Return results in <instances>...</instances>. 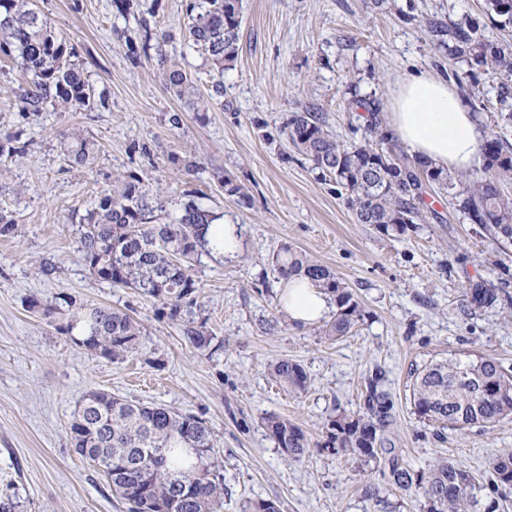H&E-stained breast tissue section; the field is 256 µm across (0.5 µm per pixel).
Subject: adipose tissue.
<instances>
[{
	"instance_id": "ef3b65f1",
	"label": "adipose tissue",
	"mask_w": 512,
	"mask_h": 512,
	"mask_svg": "<svg viewBox=\"0 0 512 512\" xmlns=\"http://www.w3.org/2000/svg\"><path fill=\"white\" fill-rule=\"evenodd\" d=\"M383 128L433 167L468 171L482 163L484 137L473 113L446 79L432 73H414L397 85ZM280 301L303 325L321 320L327 311L326 293L303 277L289 281Z\"/></svg>"
}]
</instances>
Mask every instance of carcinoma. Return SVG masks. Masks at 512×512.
Returning <instances> with one entry per match:
<instances>
[{
  "instance_id": "obj_1",
  "label": "carcinoma",
  "mask_w": 512,
  "mask_h": 512,
  "mask_svg": "<svg viewBox=\"0 0 512 512\" xmlns=\"http://www.w3.org/2000/svg\"><path fill=\"white\" fill-rule=\"evenodd\" d=\"M243 0H204L191 16L189 37L210 59L218 76L237 56ZM438 48L448 57L500 71L512 77V44L487 38L469 17L448 25L432 23ZM448 39H443V36ZM0 55L21 61L27 88L16 96L15 106L26 120L48 111H92L106 107V95L95 93L86 62L76 46L57 33L33 0H0ZM166 91L206 119L211 100L224 95L223 81L212 85L209 99L200 97L187 71L176 62L163 68ZM356 108L367 112L374 139L347 146L329 130L326 116L315 107H302L287 122L289 142L312 163L322 178L336 184L354 212L355 221L369 224L385 235H402L420 218L418 203L425 184L453 186L451 177L426 161L414 166L396 160L384 148L389 138L382 131L378 100L359 98ZM67 164L92 165L98 154L94 139L73 131L63 135ZM28 142L19 134L0 138V158L26 154ZM485 176L460 192V207L470 223L504 252L512 245V200L503 196L501 182L512 179V144L490 133L484 142ZM165 202L136 174L119 180L116 189L102 194L78 224V252L89 271L113 286L134 288L162 299L166 316L180 323L186 343L204 350L215 336L207 320H182L181 305L194 300L199 284L189 272L190 263H202L212 254L205 238L218 220L212 211L190 198L178 216L160 222ZM285 280L305 276L332 295L336 312L325 324L324 335L337 340L348 335L364 317L336 272L311 260L305 253L283 245L273 256ZM474 309L498 302V292L480 282L466 289ZM74 308L60 330L98 357L112 361L138 353L140 324L109 305L63 299ZM411 404L421 420L443 429L495 427L512 418V371L496 358L432 360L410 370ZM271 377L295 392L307 390L310 380L301 364L282 359L270 367ZM392 399L380 369L367 379L359 409L339 411L330 417L316 447L352 459L364 468L387 467L389 486H365L367 496L379 502L396 493L415 495L421 512H499L500 501L512 493V451L492 459L488 482L469 468L438 460L426 470H414L400 449L386 437L392 425ZM269 436L291 459L304 455L311 441L293 421L277 415L265 418ZM72 445L80 457L112 464L105 473L112 491L129 505V512H216L224 499L223 466L217 459L212 433L203 419L174 411L162 404H132L105 393H90L73 414ZM20 497L10 482L0 494V512H18Z\"/></svg>"
}]
</instances>
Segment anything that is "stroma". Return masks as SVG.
Returning <instances> with one entry per match:
<instances>
[{
  "instance_id": "stroma-1",
  "label": "stroma",
  "mask_w": 512,
  "mask_h": 512,
  "mask_svg": "<svg viewBox=\"0 0 512 512\" xmlns=\"http://www.w3.org/2000/svg\"><path fill=\"white\" fill-rule=\"evenodd\" d=\"M188 0H139L154 33L131 64L124 20L111 0H35L56 31L76 45L89 80L106 91L104 110L46 112L23 120L14 106L22 71L0 56V135L21 132L28 151L0 160V209L18 229L0 238V479L15 481L22 512H127L100 469L72 447L70 423L89 392L163 404L206 421L224 461L226 494L218 512H246L251 501H277L281 512H392L365 496L386 485L387 468L361 477L355 463L317 448L335 410L359 408L365 380L382 368L393 401L388 438L417 470L445 458L487 475L512 450V421L493 430L446 429L414 414L413 365L454 354L491 356L512 367V256L497 252L470 224L451 190L428 187L423 220L400 236L358 224L335 184L320 180L289 142L291 112L312 104L345 144L366 136L354 97L391 107L393 88L428 70L448 78L476 113L482 132L512 142L501 119L512 96L485 69L448 59L429 25L471 17L489 38L512 42V24L485 13L483 0H243L237 59L217 74L189 39ZM178 61L208 93L224 95L206 120L166 92L163 63ZM183 115L170 128L167 115ZM96 140L93 165L66 164L63 133ZM137 173L162 188L169 215L187 195L240 228L232 258L192 267L200 284L186 319H206L219 345L197 350L159 299L115 288L91 275L77 251V224L115 175ZM244 196L224 191L225 178ZM288 244L335 270L365 311L352 333L327 340L321 324H274L286 283L272 258ZM483 281L501 301L471 309L464 290ZM122 310L142 326L136 356L113 362L76 346L30 309L60 297ZM281 359L300 363L310 384L301 394L272 381ZM300 425L313 445L288 458L264 419Z\"/></svg>"
}]
</instances>
